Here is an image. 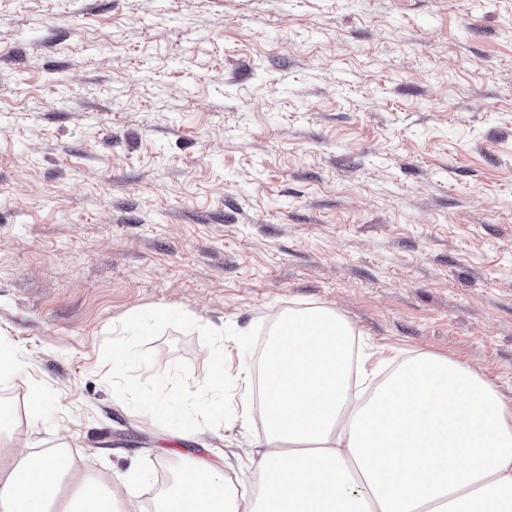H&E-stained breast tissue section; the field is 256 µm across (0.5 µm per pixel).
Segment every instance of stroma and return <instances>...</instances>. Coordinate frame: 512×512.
<instances>
[{
    "mask_svg": "<svg viewBox=\"0 0 512 512\" xmlns=\"http://www.w3.org/2000/svg\"><path fill=\"white\" fill-rule=\"evenodd\" d=\"M314 305L512 403V0H0V338L25 366L1 446L148 472L150 506L159 472L262 448L231 390L175 438L209 353L261 371Z\"/></svg>",
    "mask_w": 512,
    "mask_h": 512,
    "instance_id": "1",
    "label": "stroma"
}]
</instances>
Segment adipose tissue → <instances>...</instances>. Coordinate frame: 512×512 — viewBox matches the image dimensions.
Masks as SVG:
<instances>
[{
    "instance_id": "1",
    "label": "adipose tissue",
    "mask_w": 512,
    "mask_h": 512,
    "mask_svg": "<svg viewBox=\"0 0 512 512\" xmlns=\"http://www.w3.org/2000/svg\"><path fill=\"white\" fill-rule=\"evenodd\" d=\"M325 306L281 315L261 379L209 356L204 400L175 435L224 413V391L262 385L266 447L238 475L183 464L152 512H512V404L467 364L429 353L380 373ZM111 472L85 476L68 449L0 450V512H128Z\"/></svg>"
}]
</instances>
